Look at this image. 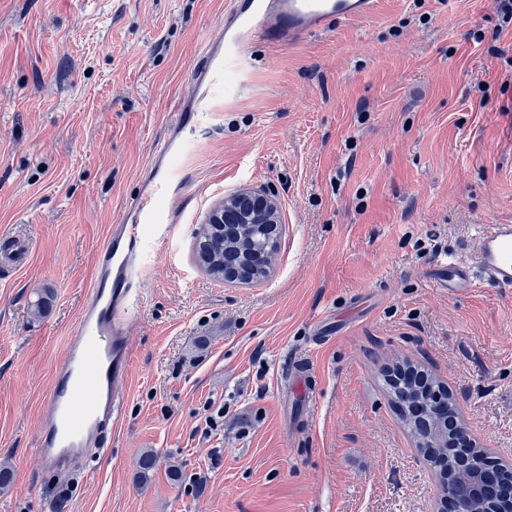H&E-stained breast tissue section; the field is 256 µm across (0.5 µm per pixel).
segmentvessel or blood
Returning <instances> with one entry per match:
<instances>
[{"instance_id":"vessel-or-blood-1","label":"vessel or blood","mask_w":512,"mask_h":512,"mask_svg":"<svg viewBox=\"0 0 512 512\" xmlns=\"http://www.w3.org/2000/svg\"><path fill=\"white\" fill-rule=\"evenodd\" d=\"M378 0H229L224 28L204 41L201 61L190 80L193 95L177 105V118L155 148L146 182L132 214L110 225L93 260V283L76 320L75 342L40 406L41 432L36 443L48 468L72 464L102 436L123 396L128 377L126 324L137 305L143 264V225L160 233L167 221L162 202L184 178L182 158L198 147V129L212 117L229 72L248 65V48L263 38L274 45H291L323 30L327 20L363 19L374 14ZM0 272L24 267L30 239L4 234ZM436 283L449 295L465 294L490 281L512 288V224H494L478 240L472 262L441 259L434 268Z\"/></svg>"}]
</instances>
